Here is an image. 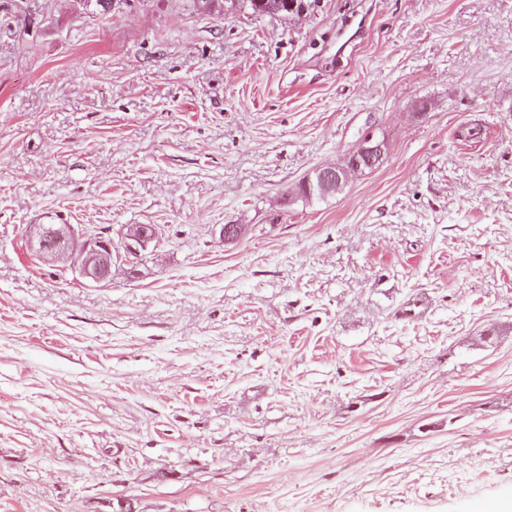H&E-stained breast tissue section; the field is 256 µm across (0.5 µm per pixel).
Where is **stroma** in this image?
Returning <instances> with one entry per match:
<instances>
[{
    "label": "stroma",
    "instance_id": "1",
    "mask_svg": "<svg viewBox=\"0 0 512 512\" xmlns=\"http://www.w3.org/2000/svg\"><path fill=\"white\" fill-rule=\"evenodd\" d=\"M46 211L155 236L94 286ZM511 496L512 0H0V512ZM387 151L384 140L367 132L354 151L342 165H327L319 167L305 180L303 186L307 190L314 189L320 193H337L346 184L352 171L372 169L379 165Z\"/></svg>",
    "mask_w": 512,
    "mask_h": 512
}]
</instances>
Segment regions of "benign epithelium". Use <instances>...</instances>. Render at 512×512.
<instances>
[{"label":"benign epithelium","instance_id":"obj_1","mask_svg":"<svg viewBox=\"0 0 512 512\" xmlns=\"http://www.w3.org/2000/svg\"><path fill=\"white\" fill-rule=\"evenodd\" d=\"M386 151V142L369 131L363 136L359 148L349 155L344 164L315 169L305 180L304 187L324 194L336 193L346 184L350 172L376 167ZM148 241V230L133 227L121 236V249L126 256L136 257ZM29 244L34 253L50 262L65 264L76 259L79 275L88 283L105 284L111 279L115 247L109 229L89 234L72 224H58L52 242L45 241L43 233L33 232Z\"/></svg>","mask_w":512,"mask_h":512}]
</instances>
